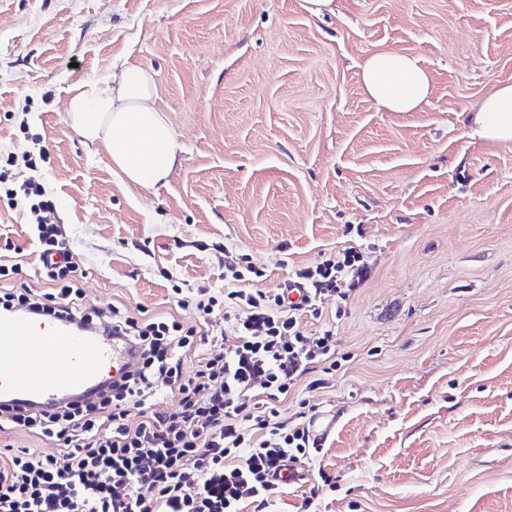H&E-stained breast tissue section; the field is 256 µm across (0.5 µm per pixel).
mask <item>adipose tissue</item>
<instances>
[{"mask_svg":"<svg viewBox=\"0 0 512 512\" xmlns=\"http://www.w3.org/2000/svg\"><path fill=\"white\" fill-rule=\"evenodd\" d=\"M365 93L391 112H419L428 104L431 74L419 56L377 51L360 64ZM155 75L125 60L101 85H78L68 101V120L83 140L101 144L129 182L158 189L178 161L174 134L154 103ZM468 135L490 143L512 142V83H496L476 111L461 115Z\"/></svg>","mask_w":512,"mask_h":512,"instance_id":"obj_1","label":"adipose tissue"}]
</instances>
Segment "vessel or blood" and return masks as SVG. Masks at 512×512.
Wrapping results in <instances>:
<instances>
[{
    "label": "vessel or blood",
    "mask_w": 512,
    "mask_h": 512,
    "mask_svg": "<svg viewBox=\"0 0 512 512\" xmlns=\"http://www.w3.org/2000/svg\"><path fill=\"white\" fill-rule=\"evenodd\" d=\"M138 355L129 337L108 329L76 336L62 322L1 313L0 404L49 409L92 396L103 376L132 369Z\"/></svg>",
    "instance_id": "1"
}]
</instances>
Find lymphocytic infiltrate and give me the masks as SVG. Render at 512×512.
I'll return each mask as SVG.
<instances>
[{
  "label": "lymphocytic infiltrate",
  "mask_w": 512,
  "mask_h": 512,
  "mask_svg": "<svg viewBox=\"0 0 512 512\" xmlns=\"http://www.w3.org/2000/svg\"><path fill=\"white\" fill-rule=\"evenodd\" d=\"M21 197L34 226V275L0 263V309L91 322L96 313L74 277L76 264L45 184L29 179L9 187ZM233 284L223 295L200 286L193 298L198 323L184 326L173 313L135 315L114 307L112 330L140 348L135 369L99 390L95 400L50 411L0 410V431L23 429L53 441L55 451L0 450V512H264L289 463L320 449L305 422L289 417L284 402L294 385L332 357V330L307 334L305 317L320 318L323 296L349 298L369 275L362 254L348 247L341 259L295 270L289 283L267 289L265 269L246 255L224 253ZM305 288L290 301L289 284ZM223 314L231 350L207 353L183 373L181 351L205 344L200 327ZM178 396L172 412L152 410L164 392ZM138 420H130L131 409Z\"/></svg>",
  "instance_id": "1"
}]
</instances>
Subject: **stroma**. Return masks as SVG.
<instances>
[{
    "mask_svg": "<svg viewBox=\"0 0 512 512\" xmlns=\"http://www.w3.org/2000/svg\"><path fill=\"white\" fill-rule=\"evenodd\" d=\"M378 50L422 58L421 112L362 92ZM134 57L179 146L156 190L126 181L68 125L69 89ZM512 82V0H0V148L38 156L55 219L99 308L172 312L171 281L224 288L218 246L266 268V288L342 249L370 269L328 297L324 388L299 381L289 413L336 429L267 512H512V142L466 135ZM19 207L0 194V263L30 274ZM335 477L326 486L321 476ZM309 510H302L304 498Z\"/></svg>",
    "mask_w": 512,
    "mask_h": 512,
    "instance_id": "obj_1",
    "label": "stroma"
}]
</instances>
